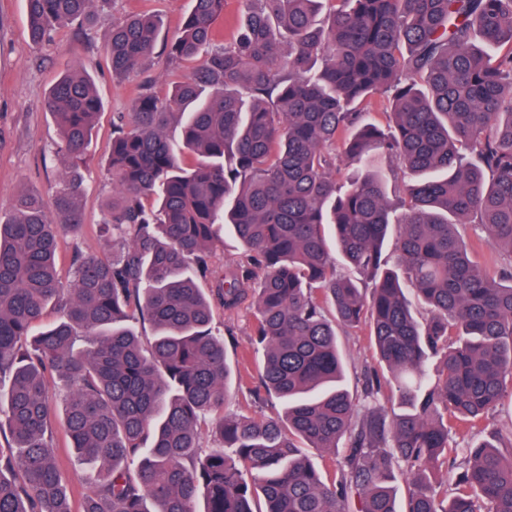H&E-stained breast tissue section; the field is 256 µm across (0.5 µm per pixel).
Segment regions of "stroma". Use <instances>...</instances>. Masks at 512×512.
Returning a JSON list of instances; mask_svg holds the SVG:
<instances>
[{
	"label": "stroma",
	"instance_id": "stroma-1",
	"mask_svg": "<svg viewBox=\"0 0 512 512\" xmlns=\"http://www.w3.org/2000/svg\"><path fill=\"white\" fill-rule=\"evenodd\" d=\"M192 7V0H96L91 23L60 27L36 46L29 38L25 0H0V214L9 215L13 200L24 193L33 191L51 197L71 165L67 156L55 150L59 131L44 106L54 82L67 71L86 68L104 101L82 166L86 177L80 200L84 227L79 235H67L58 241L56 264L62 280L71 276L75 252L99 258L112 254L111 239L100 231L102 207L112 195L107 171L112 124L131 112L145 78L155 79L157 93L166 91V78L176 66L169 60L165 44L177 34ZM131 13L159 15L161 43L144 72L118 82L112 78L110 37L113 25ZM211 303L212 326L224 336V349L232 367V396L224 411L233 416L253 415L255 407L242 385L257 373L251 346L254 313L245 307L228 318L219 297L213 296ZM338 346L345 385L350 393H359L365 369L377 364L370 339L362 330L342 333ZM53 447L55 462L77 510L83 498L94 492L91 471L77 461L62 427L53 430Z\"/></svg>",
	"mask_w": 512,
	"mask_h": 512
}]
</instances>
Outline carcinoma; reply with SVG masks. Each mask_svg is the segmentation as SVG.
<instances>
[{
    "instance_id": "cac0c4a2",
    "label": "carcinoma",
    "mask_w": 512,
    "mask_h": 512,
    "mask_svg": "<svg viewBox=\"0 0 512 512\" xmlns=\"http://www.w3.org/2000/svg\"><path fill=\"white\" fill-rule=\"evenodd\" d=\"M25 2L40 44L90 21L94 0ZM241 3L238 35L222 44L225 0H193L166 51L196 65L162 96L145 82L129 121L113 124L102 224L117 251L76 253L66 285L56 243L82 226L79 169L102 100L84 71L48 93L56 150L72 160L57 221L36 194L0 218V429L11 437L0 512H72L54 463L52 374L96 483L81 512H256L257 497L263 512H350L353 498L356 512H512V426L450 444L484 432L512 382V261L488 275L455 232L477 224L512 258V0ZM160 30L140 13L112 27V78L141 68ZM338 143L356 171L344 184ZM385 154L396 166L379 168ZM226 226L245 260L224 272L219 299L227 316L252 305L262 357L247 392L281 400L282 416L224 414L230 367L198 280L213 275ZM136 318L153 328L147 346ZM360 329L386 373H368L358 398L342 385L337 336ZM388 392L400 412L381 408ZM205 427L220 447L201 446ZM303 448L342 450L331 480Z\"/></svg>"
}]
</instances>
